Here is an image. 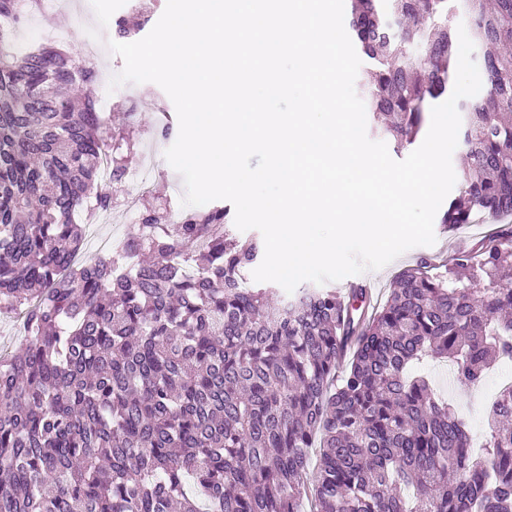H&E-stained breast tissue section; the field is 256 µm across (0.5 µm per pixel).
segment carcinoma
Listing matches in <instances>:
<instances>
[{
    "mask_svg": "<svg viewBox=\"0 0 512 512\" xmlns=\"http://www.w3.org/2000/svg\"><path fill=\"white\" fill-rule=\"evenodd\" d=\"M464 8L486 91L460 103L465 163L441 223L512 215V0H348L371 60L359 90L374 134L414 143L452 91ZM67 52L17 56L0 29V512H512V389L468 420L411 372L430 357L475 385L512 361V228L369 293L304 288L270 302L248 269L263 244L229 210L141 205L139 231L79 260L85 202L119 205L132 122L70 92ZM109 156L112 184L101 183ZM319 449L314 483L304 475Z\"/></svg>",
    "mask_w": 512,
    "mask_h": 512,
    "instance_id": "1",
    "label": "carcinoma"
}]
</instances>
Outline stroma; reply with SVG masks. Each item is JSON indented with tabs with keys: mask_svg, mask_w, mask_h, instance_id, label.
Returning a JSON list of instances; mask_svg holds the SVG:
<instances>
[{
	"mask_svg": "<svg viewBox=\"0 0 512 512\" xmlns=\"http://www.w3.org/2000/svg\"><path fill=\"white\" fill-rule=\"evenodd\" d=\"M167 0H42L36 13L26 16L16 25L19 43H26L31 30L46 32L50 43L67 50L74 58H82L89 49L94 36H101L104 44L99 48V61L111 74H118L124 62L109 51L107 41H119L116 22L132 18L140 28L130 36L131 41L145 37L154 27L166 7ZM116 105L110 113L112 122H119L123 113L136 115L141 158H155L158 173L152 193L167 201L172 209H180L185 186L181 176L164 157L170 140L159 134L162 115H175L176 110L168 95L157 84H125L115 89ZM504 223L496 218L480 224H464L456 230L445 231L442 224H435L436 242L431 246L412 248L387 266L376 271L356 275V282L370 285L379 296H386L394 277L405 267L414 264L420 257L429 255L439 259L463 249L471 248L483 237L503 229ZM419 372L427 375L435 392L448 398L457 409L472 422L475 433H482L485 423L483 414L490 402L494 374H487L475 386L449 381L448 366L427 361L419 365Z\"/></svg>",
	"mask_w": 512,
	"mask_h": 512,
	"instance_id": "obj_1",
	"label": "stroma"
}]
</instances>
